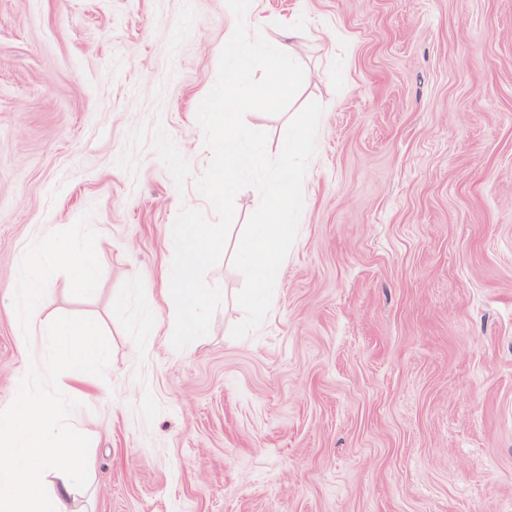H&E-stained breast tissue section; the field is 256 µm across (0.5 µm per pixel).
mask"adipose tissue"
Instances as JSON below:
<instances>
[{
    "label": "adipose tissue",
    "mask_w": 512,
    "mask_h": 512,
    "mask_svg": "<svg viewBox=\"0 0 512 512\" xmlns=\"http://www.w3.org/2000/svg\"><path fill=\"white\" fill-rule=\"evenodd\" d=\"M89 240L63 241L50 235L43 250L24 253L20 263L32 276L16 343L57 390L81 397L85 372L102 358L90 323L51 322L43 315L46 276L65 265L83 283L95 275ZM81 446L76 426L59 422L57 402L20 383L11 405L0 408V512H73L72 504L86 473L74 459Z\"/></svg>",
    "instance_id": "adipose-tissue-1"
}]
</instances>
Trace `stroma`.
<instances>
[{"label":"stroma","mask_w":512,"mask_h":512,"mask_svg":"<svg viewBox=\"0 0 512 512\" xmlns=\"http://www.w3.org/2000/svg\"><path fill=\"white\" fill-rule=\"evenodd\" d=\"M270 43L305 18L278 154L323 105L297 238L264 322L232 328L235 199L207 336L168 338L173 224L209 211L196 120L226 0H0V406L37 377L16 347L22 252L95 237L46 316L106 356L81 400V512H512V0H261Z\"/></svg>","instance_id":"stroma-1"}]
</instances>
